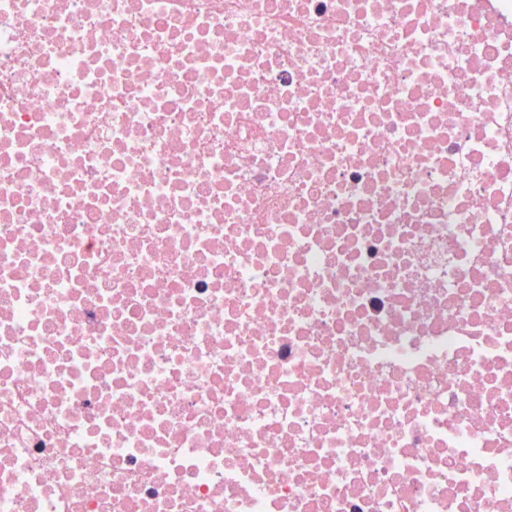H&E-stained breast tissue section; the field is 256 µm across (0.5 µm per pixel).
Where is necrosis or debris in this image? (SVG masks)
<instances>
[{
    "mask_svg": "<svg viewBox=\"0 0 512 512\" xmlns=\"http://www.w3.org/2000/svg\"><path fill=\"white\" fill-rule=\"evenodd\" d=\"M0 512H512V0H0Z\"/></svg>",
    "mask_w": 512,
    "mask_h": 512,
    "instance_id": "4bbe7bcc",
    "label": "necrosis or debris"
}]
</instances>
